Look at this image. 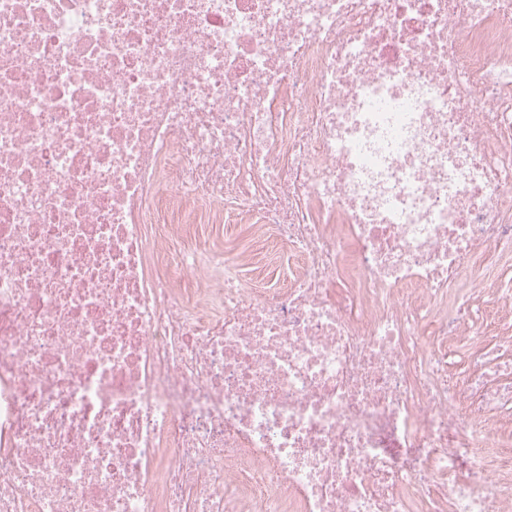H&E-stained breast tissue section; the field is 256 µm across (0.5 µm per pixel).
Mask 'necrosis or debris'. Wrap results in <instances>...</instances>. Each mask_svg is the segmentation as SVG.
Segmentation results:
<instances>
[{"mask_svg": "<svg viewBox=\"0 0 512 512\" xmlns=\"http://www.w3.org/2000/svg\"><path fill=\"white\" fill-rule=\"evenodd\" d=\"M0 512H512V0H0Z\"/></svg>", "mask_w": 512, "mask_h": 512, "instance_id": "obj_1", "label": "necrosis or debris"}]
</instances>
